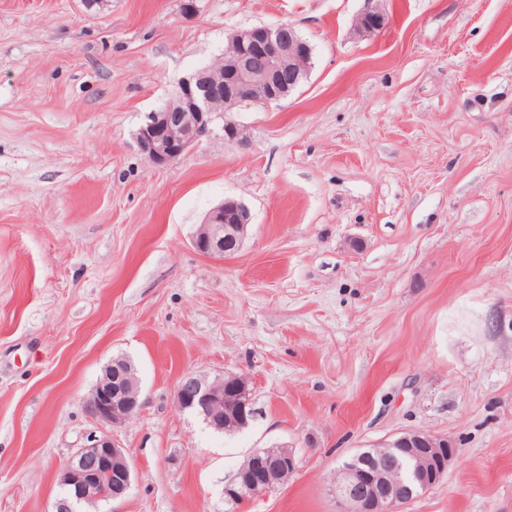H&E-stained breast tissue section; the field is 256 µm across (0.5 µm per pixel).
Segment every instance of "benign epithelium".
Instances as JSON below:
<instances>
[{
	"instance_id": "1",
	"label": "benign epithelium",
	"mask_w": 512,
	"mask_h": 512,
	"mask_svg": "<svg viewBox=\"0 0 512 512\" xmlns=\"http://www.w3.org/2000/svg\"><path fill=\"white\" fill-rule=\"evenodd\" d=\"M385 14L374 6L358 17L355 33L369 36L383 24ZM310 47L289 24L262 25L237 31L229 37L219 66L198 70L183 79L175 98L163 109L147 113L136 132L141 152L158 166L177 161L190 145L211 133L222 112H230L245 103L277 104L309 72ZM224 111H218V107ZM250 224L248 208L228 199L211 210L193 236V248L205 255L222 257L224 242L239 244ZM131 366L123 359L109 363L88 404L92 415L103 423L122 426L129 423L142 407L140 390L130 386ZM224 400V380L210 381L187 375L178 383L174 402L181 412L194 411L215 429L224 427V419L214 411ZM394 444L421 448V456L410 465L393 459L369 470L348 469L344 478L334 481L333 489L342 512H397L396 503L440 483L446 465L436 464L440 449L448 459L456 456L455 446L446 438L419 431L400 435ZM254 478L239 483L241 474L224 486V497L243 502L255 493H268L277 485V475L297 469V459L289 448H264L247 459ZM131 464L123 449L109 434H91L64 464L60 484L64 493L57 496L52 512H74L81 502L112 501L124 498L132 485Z\"/></svg>"
}]
</instances>
